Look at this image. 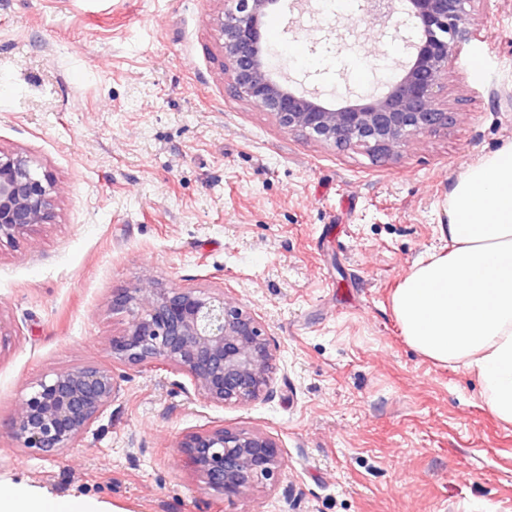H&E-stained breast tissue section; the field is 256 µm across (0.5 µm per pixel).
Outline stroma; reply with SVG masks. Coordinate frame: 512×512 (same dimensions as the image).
I'll return each mask as SVG.
<instances>
[{"mask_svg":"<svg viewBox=\"0 0 512 512\" xmlns=\"http://www.w3.org/2000/svg\"><path fill=\"white\" fill-rule=\"evenodd\" d=\"M222 0H0V147L56 183L55 219L0 244V485L97 512H512V424L477 376L405 340L394 288L442 245L444 204L471 164L512 147V0H476L438 102L447 127L387 157L278 125L230 94L212 18ZM264 26L290 88L355 104L399 49L356 15L275 7ZM487 55L482 70L470 67ZM222 291L260 317L271 391L244 406L184 393L179 375L114 363V291ZM108 366L117 392L58 458L11 419L36 380ZM221 424L283 453L275 485L234 501L179 450Z\"/></svg>","mask_w":512,"mask_h":512,"instance_id":"stroma-1","label":"stroma"}]
</instances>
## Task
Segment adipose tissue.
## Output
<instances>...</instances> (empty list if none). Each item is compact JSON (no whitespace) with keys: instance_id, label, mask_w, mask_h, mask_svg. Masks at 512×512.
<instances>
[{"instance_id":"adipose-tissue-1","label":"adipose tissue","mask_w":512,"mask_h":512,"mask_svg":"<svg viewBox=\"0 0 512 512\" xmlns=\"http://www.w3.org/2000/svg\"><path fill=\"white\" fill-rule=\"evenodd\" d=\"M442 238L393 296L407 342L441 364H464L482 400L512 423V148L468 166L448 193Z\"/></svg>"}]
</instances>
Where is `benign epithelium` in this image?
<instances>
[{
  "mask_svg": "<svg viewBox=\"0 0 512 512\" xmlns=\"http://www.w3.org/2000/svg\"><path fill=\"white\" fill-rule=\"evenodd\" d=\"M214 18L222 34L227 90L250 99L279 125L340 147L389 153L411 136L448 125L435 95L448 63L468 39L465 21L474 0H362L358 10L410 49L399 78L370 101L324 107L320 92L299 94L273 77L257 43L260 19L276 0H232ZM54 181L23 154L0 148V241L12 240L55 216ZM112 309L129 316L112 337V358L131 367L163 368L189 377L194 395L224 406L245 405L270 392L272 349L258 315L224 293L156 284L112 295ZM112 370L75 366L40 379L11 422L21 447L57 457L88 432L112 404ZM210 489L232 501L256 484H275L281 449L264 433L222 425L179 442Z\"/></svg>",
  "mask_w": 512,
  "mask_h": 512,
  "instance_id": "benign-epithelium-1",
  "label": "benign epithelium"
}]
</instances>
